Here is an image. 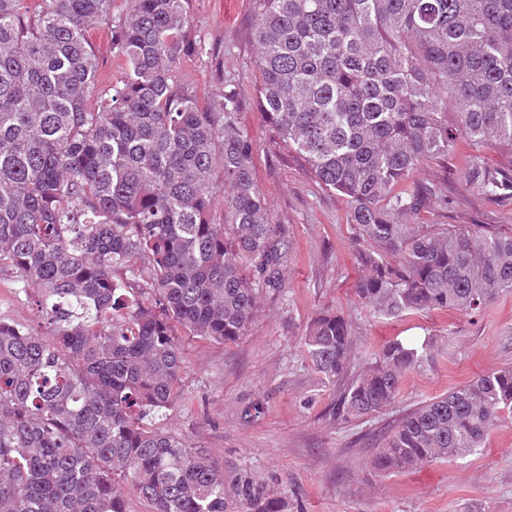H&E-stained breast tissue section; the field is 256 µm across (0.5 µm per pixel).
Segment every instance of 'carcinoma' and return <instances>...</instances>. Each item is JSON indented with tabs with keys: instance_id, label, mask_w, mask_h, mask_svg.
Segmentation results:
<instances>
[{
	"instance_id": "carcinoma-1",
	"label": "carcinoma",
	"mask_w": 512,
	"mask_h": 512,
	"mask_svg": "<svg viewBox=\"0 0 512 512\" xmlns=\"http://www.w3.org/2000/svg\"><path fill=\"white\" fill-rule=\"evenodd\" d=\"M0 0V269L18 274L53 341L0 320V512H288L250 471L144 425L178 396V332L247 335L281 288L288 242L253 171L234 89L200 105L176 79L202 59L189 0ZM107 25L120 78L99 85L86 32ZM258 108L308 171L344 195L374 315L477 313L512 293V233L418 224L422 164L463 140L512 148V0H254ZM469 187L512 193L472 166ZM147 263L154 297L116 277ZM303 344L335 384L351 325L322 311ZM434 340L395 338L336 402L389 407ZM512 417V369L418 406L371 461L398 474L478 453Z\"/></svg>"
}]
</instances>
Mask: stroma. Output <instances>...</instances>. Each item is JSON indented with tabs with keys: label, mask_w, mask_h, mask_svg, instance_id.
Returning <instances> with one entry per match:
<instances>
[{
	"label": "stroma",
	"mask_w": 512,
	"mask_h": 512,
	"mask_svg": "<svg viewBox=\"0 0 512 512\" xmlns=\"http://www.w3.org/2000/svg\"><path fill=\"white\" fill-rule=\"evenodd\" d=\"M195 35L213 54L181 60L185 87L199 102L234 84L238 117L255 143L256 183L289 242L283 291L266 297L248 334L217 344L183 338L175 404L153 427L204 449L216 465L250 468L288 496V512H512V419L490 436L481 454L394 475L369 461L398 420L420 403L479 375L512 367V294L476 314L428 313L379 319L357 302L362 273L349 205L306 172L303 160L258 112L253 60L252 0H189ZM480 159L495 177L512 175V151L475 152L458 143L447 158L421 165L414 181L438 195L421 209L422 224H486L512 232V194L470 190L466 176ZM352 326L353 371L394 337L434 335L436 367L410 373L395 402L353 421L334 416L340 385L324 383L302 344L307 325L324 309ZM0 319L49 336L15 273L0 272ZM259 405L260 414L242 413Z\"/></svg>",
	"instance_id": "35a3bbf8"
}]
</instances>
